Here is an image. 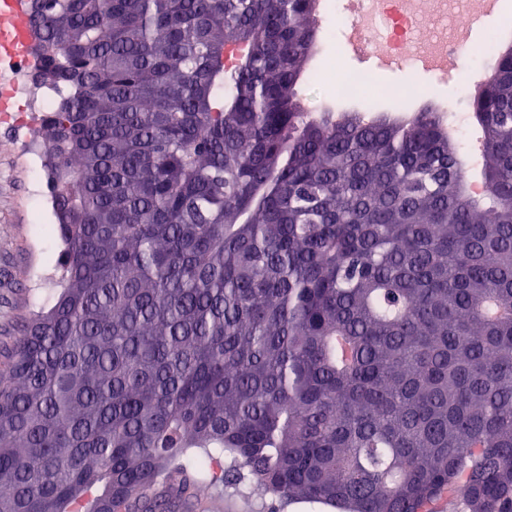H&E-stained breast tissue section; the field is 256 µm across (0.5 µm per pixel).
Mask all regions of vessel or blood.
<instances>
[{"label":"vessel or blood","mask_w":512,"mask_h":512,"mask_svg":"<svg viewBox=\"0 0 512 512\" xmlns=\"http://www.w3.org/2000/svg\"><path fill=\"white\" fill-rule=\"evenodd\" d=\"M26 0H0V113L16 109L14 95L2 70L24 60L29 52Z\"/></svg>","instance_id":"1"}]
</instances>
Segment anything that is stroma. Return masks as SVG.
I'll return each mask as SVG.
<instances>
[{"label": "stroma", "instance_id": "stroma-1", "mask_svg": "<svg viewBox=\"0 0 512 512\" xmlns=\"http://www.w3.org/2000/svg\"><path fill=\"white\" fill-rule=\"evenodd\" d=\"M310 69L317 81L303 82L298 94L307 111L389 112L410 115L437 105L445 97L431 74L401 67H385L354 53L350 35L339 31L335 41L318 38ZM366 76L374 102L348 99L336 89L337 71ZM0 364L7 361L22 320L34 310L49 309L58 294L60 271L54 262L61 242L53 231L56 218L45 191L35 187L30 171L35 145L28 128L0 127ZM203 512H332L308 503L282 502L271 498L244 497L224 491L207 499Z\"/></svg>", "mask_w": 512, "mask_h": 512}]
</instances>
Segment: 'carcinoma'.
<instances>
[{
	"mask_svg": "<svg viewBox=\"0 0 512 512\" xmlns=\"http://www.w3.org/2000/svg\"><path fill=\"white\" fill-rule=\"evenodd\" d=\"M317 0H40L60 293L0 374V512H512V50L445 113L311 114ZM199 512H338L334 508L308 503L282 502L271 498L244 497L231 490L214 493Z\"/></svg>",
	"mask_w": 512,
	"mask_h": 512,
	"instance_id": "obj_1",
	"label": "carcinoma"
}]
</instances>
